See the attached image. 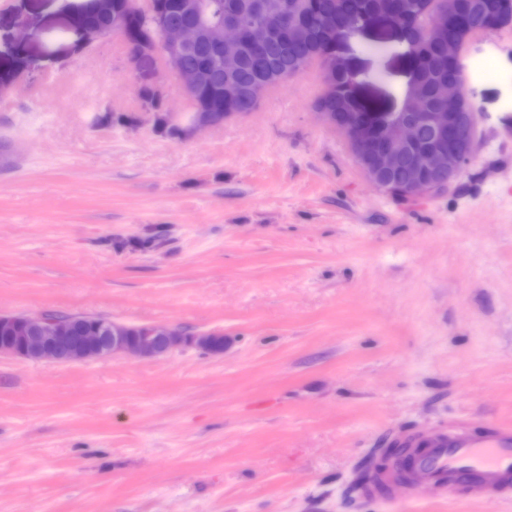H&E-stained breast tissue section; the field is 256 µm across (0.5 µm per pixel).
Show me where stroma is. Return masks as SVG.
Masks as SVG:
<instances>
[{
    "instance_id": "1",
    "label": "stroma",
    "mask_w": 512,
    "mask_h": 512,
    "mask_svg": "<svg viewBox=\"0 0 512 512\" xmlns=\"http://www.w3.org/2000/svg\"><path fill=\"white\" fill-rule=\"evenodd\" d=\"M67 0H0V313L223 333L157 359L0 358V512H512L346 502L408 435L512 423V26L464 47L475 153L397 200L320 123L319 64L184 138L162 58L80 36ZM407 46L343 56L400 100ZM158 90L159 111L142 93Z\"/></svg>"
}]
</instances>
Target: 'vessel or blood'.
<instances>
[{"label": "vessel or blood", "mask_w": 512, "mask_h": 512, "mask_svg": "<svg viewBox=\"0 0 512 512\" xmlns=\"http://www.w3.org/2000/svg\"><path fill=\"white\" fill-rule=\"evenodd\" d=\"M416 471L424 493L445 498L461 485L476 499L512 496V426L491 423L476 435L438 436L417 458Z\"/></svg>", "instance_id": "1"}]
</instances>
